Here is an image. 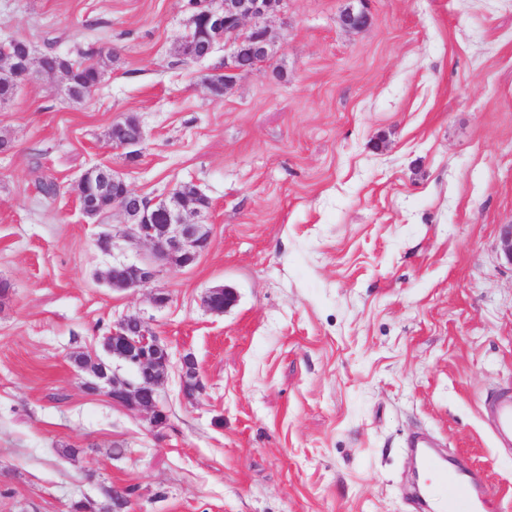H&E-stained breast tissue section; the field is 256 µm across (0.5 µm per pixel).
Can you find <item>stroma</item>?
<instances>
[{
    "label": "stroma",
    "instance_id": "stroma-1",
    "mask_svg": "<svg viewBox=\"0 0 512 512\" xmlns=\"http://www.w3.org/2000/svg\"><path fill=\"white\" fill-rule=\"evenodd\" d=\"M358 5L282 0L269 58L218 94L223 43L175 51L188 0H0V44L112 53L82 101L37 72L0 105V512H112L127 487L124 512H415V433L512 512L485 412L512 393V0H369L344 29ZM129 118L132 157L109 137ZM97 165L150 199L195 184L209 252L110 288L98 237L125 219L86 222L72 190ZM219 285L237 293L221 315ZM126 316L205 386L184 398L172 367L159 427L70 360L103 357ZM236 301L237 294L234 289L223 285L210 288L203 298L204 306L214 314H223Z\"/></svg>",
    "mask_w": 512,
    "mask_h": 512
}]
</instances>
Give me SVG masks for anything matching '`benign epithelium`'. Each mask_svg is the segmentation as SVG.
I'll return each mask as SVG.
<instances>
[{
    "label": "benign epithelium",
    "mask_w": 512,
    "mask_h": 512,
    "mask_svg": "<svg viewBox=\"0 0 512 512\" xmlns=\"http://www.w3.org/2000/svg\"><path fill=\"white\" fill-rule=\"evenodd\" d=\"M282 0H210L205 12L203 28L211 42L227 40L232 52L224 59V68L236 73V57L244 44L254 53H269V41L264 21L277 11ZM369 24V15L363 10L349 9L344 28L357 31ZM76 195L82 216L91 220L104 205L127 217L125 229L99 237L105 250L120 249V242L146 243L153 249L152 258L140 264L112 260L103 279L116 290L147 288L157 274V265L184 268L194 264L209 250L210 232L206 220L209 200L199 191H184L176 187L158 199H148L133 192L124 178L110 167L95 166L76 182ZM237 301V294L224 285L209 289L203 304L214 314L226 312ZM103 348L117 366L112 377L105 376L107 365L92 359L86 371L97 383L95 390H104L112 403L150 414L152 422L163 424L167 415L160 403L164 385L174 355L148 323L140 317L129 316L118 321L103 339ZM181 386L185 395L195 397L203 386L196 361L190 355L179 357ZM125 366L134 377H121L117 368Z\"/></svg>",
    "instance_id": "7a95c632"
}]
</instances>
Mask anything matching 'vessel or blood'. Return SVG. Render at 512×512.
I'll use <instances>...</instances> for the list:
<instances>
[{
    "mask_svg": "<svg viewBox=\"0 0 512 512\" xmlns=\"http://www.w3.org/2000/svg\"><path fill=\"white\" fill-rule=\"evenodd\" d=\"M492 414L495 435L502 440H512V396H503L494 401ZM412 451L423 470V512H447L448 501L442 493L446 486L463 496L467 512H483L485 491L474 472L464 466L449 470L445 460L422 440H414Z\"/></svg>",
    "mask_w": 512,
    "mask_h": 512,
    "instance_id": "obj_1",
    "label": "vessel or blood"
}]
</instances>
